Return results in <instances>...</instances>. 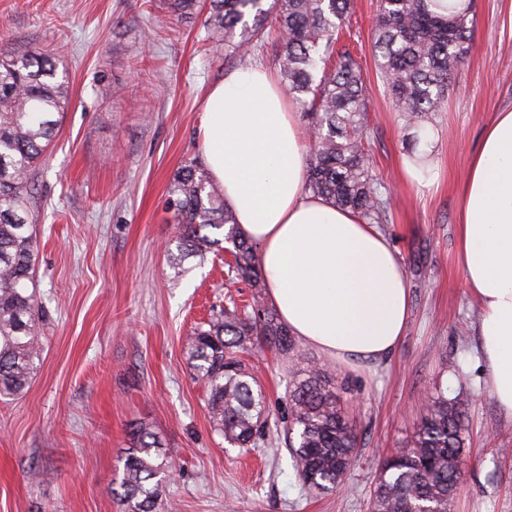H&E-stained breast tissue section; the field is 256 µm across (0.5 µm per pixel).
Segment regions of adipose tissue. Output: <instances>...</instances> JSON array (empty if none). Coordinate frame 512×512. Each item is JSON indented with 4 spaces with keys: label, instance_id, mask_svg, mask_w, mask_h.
I'll return each mask as SVG.
<instances>
[{
    "label": "adipose tissue",
    "instance_id": "obj_1",
    "mask_svg": "<svg viewBox=\"0 0 512 512\" xmlns=\"http://www.w3.org/2000/svg\"><path fill=\"white\" fill-rule=\"evenodd\" d=\"M198 140L291 334L335 361L392 353L409 315L404 265L373 225L307 192L305 131L276 75L259 64L227 72L207 93ZM457 231L486 383L512 416V109L470 159Z\"/></svg>",
    "mask_w": 512,
    "mask_h": 512
}]
</instances>
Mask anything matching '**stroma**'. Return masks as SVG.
I'll return each mask as SVG.
<instances>
[{
	"label": "stroma",
	"mask_w": 512,
	"mask_h": 512,
	"mask_svg": "<svg viewBox=\"0 0 512 512\" xmlns=\"http://www.w3.org/2000/svg\"><path fill=\"white\" fill-rule=\"evenodd\" d=\"M377 10L378 0H351L346 45L365 82L367 146L393 192L379 230L405 266L410 315L393 354L375 363L300 344L299 366L344 383L360 433L342 487L316 495L275 430L291 363L266 348L248 356L269 426L240 449L212 430L185 354L212 307L252 300L227 249L169 261L179 226L168 188L185 161L201 160L203 100L228 70L205 12L180 16L167 0H0V49L58 50L70 96L35 176L44 352L25 393L0 401V512H120L111 489L136 422L160 432L176 464L160 512H368L381 458L413 439L436 387L471 393L455 512H512V418L484 384L457 237L470 158L495 113L512 108V0H476L470 52L419 146L429 168L420 182L405 173L410 132L376 68Z\"/></svg>",
	"instance_id": "35a3bbf8"
}]
</instances>
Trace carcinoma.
Returning <instances> with one entry per match:
<instances>
[{"instance_id":"1","label":"carcinoma","mask_w":512,"mask_h":512,"mask_svg":"<svg viewBox=\"0 0 512 512\" xmlns=\"http://www.w3.org/2000/svg\"><path fill=\"white\" fill-rule=\"evenodd\" d=\"M179 15L200 10V0H168ZM350 0H209L205 25L225 42V58L240 61L277 32L278 65L288 94L307 107L312 142L306 189L368 224L387 221L391 196L365 147L367 99L358 62L338 44ZM475 0H379L374 24L377 67L399 118L422 140L426 123L445 110L448 82L467 57ZM69 103L58 57L0 49V399L22 395L37 372L42 345L34 279L35 171ZM168 208L181 225L173 259L202 257L221 242L232 245L229 271L254 288L253 302L212 310L187 337L195 378L208 390L210 423L229 445L254 448L268 426L264 393L242 356L265 344L283 356L296 350L288 329L265 304L256 247L241 237L224 196L206 169L191 161L170 183ZM209 229L224 230V239ZM339 384L310 366L293 372L286 401L284 443L302 485L324 494L339 486L358 447L355 421L343 411ZM463 393H430L411 443L386 455L369 512H451L465 447ZM120 458L122 477L112 488L125 512H158L162 478L172 468L152 427L129 429Z\"/></svg>"}]
</instances>
